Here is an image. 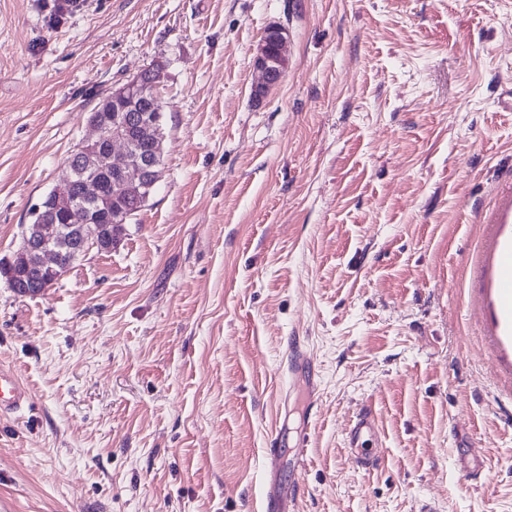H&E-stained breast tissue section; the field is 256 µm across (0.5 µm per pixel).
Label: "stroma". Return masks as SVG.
Wrapping results in <instances>:
<instances>
[{"mask_svg":"<svg viewBox=\"0 0 512 512\" xmlns=\"http://www.w3.org/2000/svg\"><path fill=\"white\" fill-rule=\"evenodd\" d=\"M50 2L0 0V258L156 64L164 153L112 251L35 296L0 279V366L32 394L0 417V512H259L272 435L290 457L305 424L294 512H512V0H77L53 27ZM288 31L281 25L269 26L253 48V67L259 80L252 86L251 99L262 103L281 83L288 62ZM495 288L500 293L512 294V242L508 241L495 255Z\"/></svg>","mask_w":512,"mask_h":512,"instance_id":"35a3bbf8","label":"stroma"}]
</instances>
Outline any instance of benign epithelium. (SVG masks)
<instances>
[{
    "label": "benign epithelium",
    "mask_w": 512,
    "mask_h": 512,
    "mask_svg": "<svg viewBox=\"0 0 512 512\" xmlns=\"http://www.w3.org/2000/svg\"><path fill=\"white\" fill-rule=\"evenodd\" d=\"M288 31L281 25L269 26L253 48V67L259 80L252 86L251 99L262 103L281 83L288 62ZM160 68H153L147 80L135 77L112 91V100L131 101L147 99L152 103L153 115L142 112L117 113L114 118L101 114L89 119L95 131L91 138L82 140L77 148L76 162L85 164L80 187L74 180L66 179L63 188L52 193L48 211L64 217L74 211L78 197L91 199L97 209L107 210L101 193L100 177L112 170L120 175V181L131 184L145 176L158 179L157 163L133 155L128 150V141L140 132L150 129L163 118L164 104L158 91ZM121 151V160H113L115 150Z\"/></svg>",
    "instance_id": "1"
}]
</instances>
